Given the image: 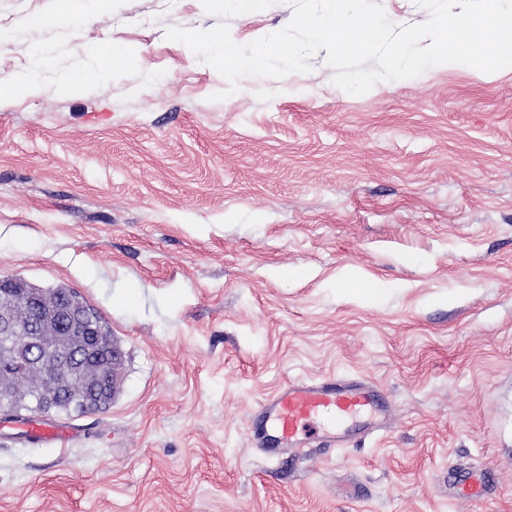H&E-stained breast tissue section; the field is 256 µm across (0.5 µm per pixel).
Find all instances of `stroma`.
<instances>
[{"label":"stroma","mask_w":512,"mask_h":512,"mask_svg":"<svg viewBox=\"0 0 512 512\" xmlns=\"http://www.w3.org/2000/svg\"><path fill=\"white\" fill-rule=\"evenodd\" d=\"M0 0V278L63 286L124 352L106 410L0 419V512H512V67H439L350 95L221 75L168 28H284L288 0ZM104 43L124 67L89 82ZM375 279L378 290H363ZM363 377L383 435L267 458L295 378ZM486 493L457 487L473 473ZM32 435L36 440L55 445L56 448H67L72 441V435L59 427L36 424L32 427Z\"/></svg>","instance_id":"obj_1"}]
</instances>
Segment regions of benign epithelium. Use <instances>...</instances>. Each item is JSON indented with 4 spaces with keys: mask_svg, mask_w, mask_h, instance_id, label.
Instances as JSON below:
<instances>
[{
    "mask_svg": "<svg viewBox=\"0 0 512 512\" xmlns=\"http://www.w3.org/2000/svg\"><path fill=\"white\" fill-rule=\"evenodd\" d=\"M0 288L8 289V293L0 295V335L17 337L10 351L0 356V373L24 371L37 375L44 383L42 396L36 403L18 412L5 411L0 419L20 420L31 412L54 411L53 401L71 375L90 364L99 368V374L85 388L88 402H97L119 391L124 356L120 348L109 345L108 337L103 335L102 322L87 319L81 307L66 297L50 298L35 286L17 288L15 278H0ZM17 298L24 299L38 314L37 321L23 333L18 329L12 310ZM49 327L56 333L54 346L35 340L45 335Z\"/></svg>",
    "mask_w": 512,
    "mask_h": 512,
    "instance_id": "obj_1",
    "label": "benign epithelium"
}]
</instances>
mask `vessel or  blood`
I'll return each mask as SVG.
<instances>
[{
	"instance_id": "vessel-or-blood-1",
	"label": "vessel or blood",
	"mask_w": 512,
	"mask_h": 512,
	"mask_svg": "<svg viewBox=\"0 0 512 512\" xmlns=\"http://www.w3.org/2000/svg\"><path fill=\"white\" fill-rule=\"evenodd\" d=\"M389 406L371 381L335 375L295 379L267 395L251 417L249 438L269 457L310 443L343 447L357 435L387 427ZM36 440L68 447L72 436L59 427L34 425Z\"/></svg>"
}]
</instances>
